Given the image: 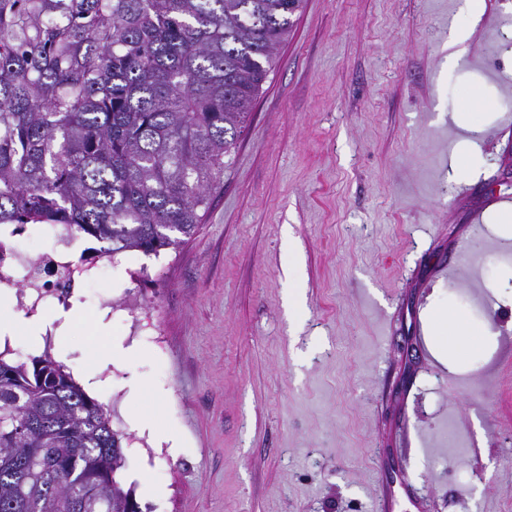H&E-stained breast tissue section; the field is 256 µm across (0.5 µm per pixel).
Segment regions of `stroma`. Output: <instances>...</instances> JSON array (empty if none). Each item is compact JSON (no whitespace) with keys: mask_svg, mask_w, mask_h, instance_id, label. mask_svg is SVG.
Wrapping results in <instances>:
<instances>
[{"mask_svg":"<svg viewBox=\"0 0 512 512\" xmlns=\"http://www.w3.org/2000/svg\"><path fill=\"white\" fill-rule=\"evenodd\" d=\"M463 5L305 0L197 235L0 343L102 382L145 512H381L390 466L424 512H512V0L455 45ZM448 308L495 338L455 373Z\"/></svg>","mask_w":512,"mask_h":512,"instance_id":"1","label":"stroma"}]
</instances>
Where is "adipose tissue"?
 <instances>
[{
  "instance_id": "ef3b65f1",
  "label": "adipose tissue",
  "mask_w": 512,
  "mask_h": 512,
  "mask_svg": "<svg viewBox=\"0 0 512 512\" xmlns=\"http://www.w3.org/2000/svg\"><path fill=\"white\" fill-rule=\"evenodd\" d=\"M425 340L432 357L451 367L494 344L486 329L473 326L465 315L451 309L432 311Z\"/></svg>"
}]
</instances>
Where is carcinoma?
Returning <instances> with one entry per match:
<instances>
[{"label":"carcinoma","instance_id":"cac0c4a2","mask_svg":"<svg viewBox=\"0 0 512 512\" xmlns=\"http://www.w3.org/2000/svg\"><path fill=\"white\" fill-rule=\"evenodd\" d=\"M303 3L0 0V226L178 249ZM122 440L50 354L0 358V512H141Z\"/></svg>","mask_w":512,"mask_h":512}]
</instances>
